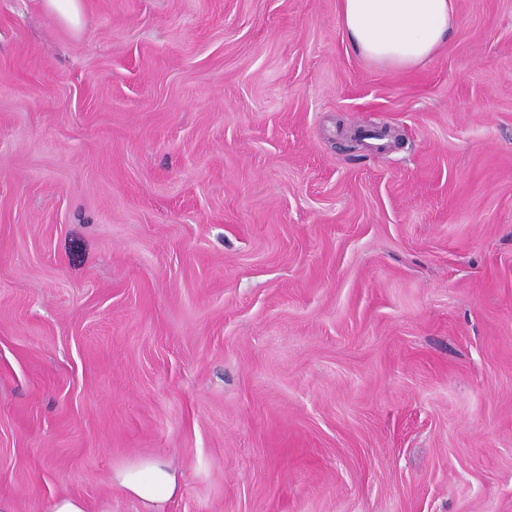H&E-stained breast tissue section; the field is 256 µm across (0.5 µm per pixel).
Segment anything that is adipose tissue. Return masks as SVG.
<instances>
[{
  "label": "adipose tissue",
  "instance_id": "obj_1",
  "mask_svg": "<svg viewBox=\"0 0 512 512\" xmlns=\"http://www.w3.org/2000/svg\"><path fill=\"white\" fill-rule=\"evenodd\" d=\"M339 15L352 49L391 69L424 63L457 25L453 0H339ZM113 481L154 508L180 487L177 469L162 459L121 468Z\"/></svg>",
  "mask_w": 512,
  "mask_h": 512
}]
</instances>
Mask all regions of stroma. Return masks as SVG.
Masks as SVG:
<instances>
[{
	"mask_svg": "<svg viewBox=\"0 0 512 512\" xmlns=\"http://www.w3.org/2000/svg\"><path fill=\"white\" fill-rule=\"evenodd\" d=\"M338 2L0 0V512H512V0ZM48 13L72 27H81L84 23V12L81 0H44ZM352 49L387 68L424 63L457 25L453 0H339ZM112 479L116 485L154 508L173 498L180 487L177 469L162 459L126 466L117 470Z\"/></svg>",
	"mask_w": 512,
	"mask_h": 512,
	"instance_id": "1",
	"label": "stroma"
}]
</instances>
